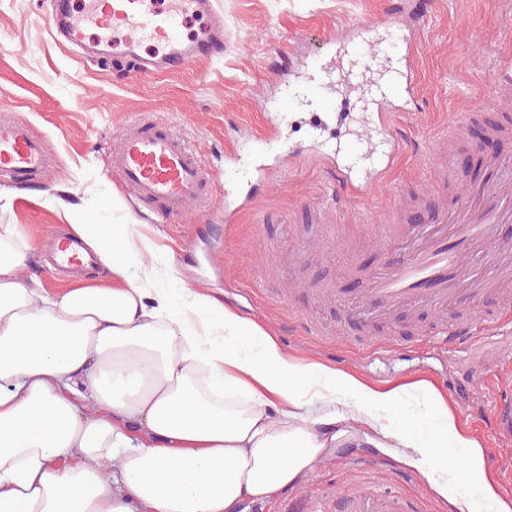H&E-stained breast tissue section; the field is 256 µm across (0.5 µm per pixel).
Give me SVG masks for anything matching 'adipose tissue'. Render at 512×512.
<instances>
[{
    "instance_id": "obj_1",
    "label": "adipose tissue",
    "mask_w": 512,
    "mask_h": 512,
    "mask_svg": "<svg viewBox=\"0 0 512 512\" xmlns=\"http://www.w3.org/2000/svg\"><path fill=\"white\" fill-rule=\"evenodd\" d=\"M112 285L35 289L0 224V512H240L343 448L418 473L450 512H512L481 441L425 381L289 354L222 299L174 302V252L73 224Z\"/></svg>"
}]
</instances>
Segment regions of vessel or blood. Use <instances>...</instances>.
Returning <instances> with one entry per match:
<instances>
[{"instance_id":"vessel-or-blood-1","label":"vessel or blood","mask_w":512,"mask_h":512,"mask_svg":"<svg viewBox=\"0 0 512 512\" xmlns=\"http://www.w3.org/2000/svg\"><path fill=\"white\" fill-rule=\"evenodd\" d=\"M45 20L57 36L82 42L83 26L100 30L113 56L145 74L156 64L177 71L191 60L214 59L224 49V20L212 0H47ZM415 32L399 25L396 41L354 27L338 41L334 57L310 58L295 70L296 80L316 102L312 126L342 108L358 109L364 133L352 127L336 132L328 151L315 141L313 155L332 160L350 190L365 196L384 179L403 152L395 133L396 113L417 108L418 74L413 64ZM161 49L160 60L142 56L144 45ZM111 173L126 192L142 203H160L163 218L198 215L208 206L204 192L211 173L190 140L174 126L144 115L127 125L108 154ZM51 159L31 125L22 119L0 124V177L20 184L43 178ZM455 224L434 229L424 224H373L369 230L384 245L403 238L413 248L388 271L366 282L362 298L391 310L407 303L435 307L467 299L465 320L448 324L440 338L448 347L476 342L495 326L497 317L480 307L488 286L512 285V242L501 240L498 227L512 223V180L503 179L497 192L472 190L456 198ZM56 264L77 272L90 265L80 241L55 238L50 243ZM497 434L512 436V395L499 397L493 409ZM342 512H423L420 501L399 492L368 487L342 499Z\"/></svg>"}]
</instances>
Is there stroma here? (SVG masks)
Masks as SVG:
<instances>
[{
	"label": "stroma",
	"mask_w": 512,
	"mask_h": 512,
	"mask_svg": "<svg viewBox=\"0 0 512 512\" xmlns=\"http://www.w3.org/2000/svg\"><path fill=\"white\" fill-rule=\"evenodd\" d=\"M406 0H214L224 17V54L183 70L127 75L81 59L44 21L43 0H0V116L29 122L54 159L45 182H0V224L34 247L28 275L47 289L70 287L46 261L49 233L66 224H131L172 245L186 287L204 288L267 326L291 353L351 369L374 383L424 379L445 393L483 442L490 470L512 495V438L492 433L493 402L512 384V332L450 352L432 336L427 306L383 314L358 305L362 281L322 243L336 224L372 272L399 261L404 245L363 236L366 224H434L471 175L493 187L488 160L512 166V85L497 72L512 59V0H419L425 21L415 48L416 111L398 118L406 139L398 166L370 196L357 197L311 156L289 147L313 139L290 83L292 62L324 53L352 23L401 17ZM490 105L478 109L479 102ZM287 111L283 123L270 115ZM150 113L180 129L213 174L209 208L197 218L162 219L126 199L108 170L106 145ZM337 288L344 302L323 296ZM364 484L402 492L425 512H446L416 472L369 448H347L299 488L247 512H317L325 496Z\"/></svg>",
	"instance_id": "1"
}]
</instances>
